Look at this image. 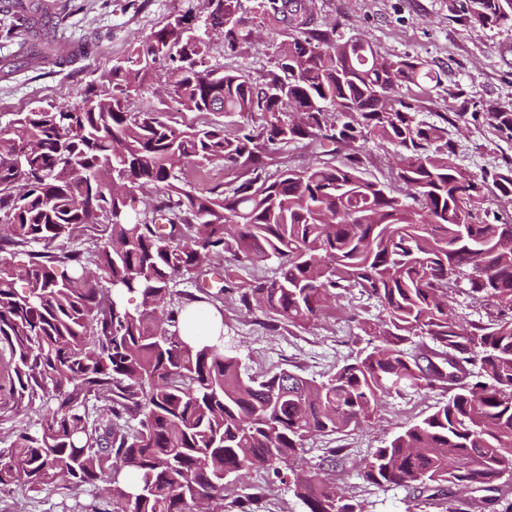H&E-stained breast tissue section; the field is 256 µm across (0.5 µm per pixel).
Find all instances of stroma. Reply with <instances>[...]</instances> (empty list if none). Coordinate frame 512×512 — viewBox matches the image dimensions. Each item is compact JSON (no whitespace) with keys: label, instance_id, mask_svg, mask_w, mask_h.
I'll return each instance as SVG.
<instances>
[{"label":"stroma","instance_id":"obj_1","mask_svg":"<svg viewBox=\"0 0 512 512\" xmlns=\"http://www.w3.org/2000/svg\"><path fill=\"white\" fill-rule=\"evenodd\" d=\"M450 0H311L320 28H335L341 39L362 38L386 56L410 54L426 60L439 73L442 84L430 90L421 102L419 117L440 122L448 112L451 97L463 93L474 107L473 117L455 127L448 136L456 144V163L461 169L481 173L512 165V142L497 137L485 115V105L496 102L512 108V28L482 29L462 25L449 11ZM80 12L70 16L49 39L16 37L0 41V131L6 130L17 113L33 106L67 107L79 100L80 92L100 82L113 63L183 9V0H83ZM255 0H241V10L250 19L252 37L234 54L225 52L222 38L201 23L198 35L210 45V66L237 68L253 82L261 83L270 68L272 44L279 36L269 23L257 20ZM43 53L42 63L24 59L22 47ZM134 108L152 107L169 113L183 124L204 123L260 125V114L243 118L221 112L184 110L171 96L151 83L134 93ZM376 317L378 309L363 299H340L335 311L302 327L268 331L256 316L225 300L224 342L234 346L250 373L278 368L308 378H320L350 352L366 347L368 338L357 328L354 313ZM442 391L408 392L385 400L370 424L351 435H333L309 440L304 459L318 464L327 448L344 447L342 464L327 472L336 487L361 502L364 512H418L411 490L366 485L358 466L371 449L404 427L421 420L437 402L446 400ZM267 486L265 512H304L289 485H265L264 475L250 471L237 484V493ZM89 495L63 485L40 492L18 487L0 493V512H78Z\"/></svg>","mask_w":512,"mask_h":512}]
</instances>
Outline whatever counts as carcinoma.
I'll use <instances>...</instances> for the list:
<instances>
[{"label":"carcinoma","instance_id":"obj_1","mask_svg":"<svg viewBox=\"0 0 512 512\" xmlns=\"http://www.w3.org/2000/svg\"><path fill=\"white\" fill-rule=\"evenodd\" d=\"M184 2L183 31L164 24L77 105L19 112L0 132V253L28 257L20 267L0 258V347L13 361L0 421L39 408L0 448V491L64 484L92 497L84 512H189L199 497L224 512L231 483L262 470L289 483L306 512H362L324 475L344 449L302 470L306 442L350 435L394 394L442 390L448 400L366 455L359 478L423 493L426 508L470 512L464 487L487 492L491 512H512V223L477 208L489 187L512 197V167L457 182L448 125L465 120L468 102L439 124L420 120L419 98L441 75L418 57L336 40L335 28L316 27L309 0L258 3L290 39L288 57L275 45L261 85L206 67L194 0ZM464 2L465 25L512 27V0ZM7 4L17 24L0 38L10 40L34 16L22 0ZM207 25L232 53L251 35ZM150 79L171 84L189 112H258L263 123L226 131L133 110L132 93ZM403 87L414 96H397ZM486 117L512 140V109L489 105ZM299 141L328 157L346 150V161L269 173L274 147ZM371 141L397 149L394 179L407 194L364 176ZM215 162L246 179L201 192L180 183L184 168ZM143 189L154 197L141 218L127 196ZM76 240L87 247H62ZM272 259L273 274L238 279L242 263ZM180 278L197 293L173 299ZM461 283L486 320L465 324L451 311ZM355 292L381 307L357 320L373 346L318 381L285 368L251 375L233 347L181 335L184 319L203 327L226 297L275 330ZM125 294L140 302L126 305ZM263 498L259 487L232 505L258 512Z\"/></svg>","mask_w":512,"mask_h":512}]
</instances>
